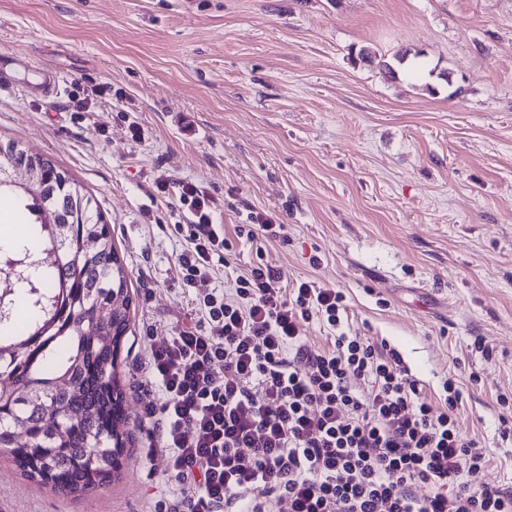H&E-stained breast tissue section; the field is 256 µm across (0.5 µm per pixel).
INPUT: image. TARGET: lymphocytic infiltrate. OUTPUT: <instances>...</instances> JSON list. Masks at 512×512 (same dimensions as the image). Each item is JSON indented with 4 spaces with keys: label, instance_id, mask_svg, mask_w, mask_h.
Wrapping results in <instances>:
<instances>
[{
    "label": "lymphocytic infiltrate",
    "instance_id": "obj_1",
    "mask_svg": "<svg viewBox=\"0 0 512 512\" xmlns=\"http://www.w3.org/2000/svg\"><path fill=\"white\" fill-rule=\"evenodd\" d=\"M157 187L187 213L174 271L207 323L154 341L142 369L186 512H512V489L483 483L488 459L458 431L453 381L433 409L397 352L340 331L342 292L282 286L264 252L232 294L207 288L228 248L216 201L190 181ZM313 319L336 330L321 349L302 339Z\"/></svg>",
    "mask_w": 512,
    "mask_h": 512
}]
</instances>
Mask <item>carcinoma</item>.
I'll use <instances>...</instances> for the list:
<instances>
[{
    "instance_id": "obj_1",
    "label": "carcinoma",
    "mask_w": 512,
    "mask_h": 512,
    "mask_svg": "<svg viewBox=\"0 0 512 512\" xmlns=\"http://www.w3.org/2000/svg\"><path fill=\"white\" fill-rule=\"evenodd\" d=\"M41 167L68 223L50 230L45 198L33 195L25 209L38 223L26 242L0 247V272L28 258L0 310V452L27 478L76 494L118 476L114 457L129 440L117 367L131 298L92 197L52 161Z\"/></svg>"
}]
</instances>
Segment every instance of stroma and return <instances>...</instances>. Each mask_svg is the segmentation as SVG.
<instances>
[{
  "instance_id": "35a3bbf8",
  "label": "stroma",
  "mask_w": 512,
  "mask_h": 512,
  "mask_svg": "<svg viewBox=\"0 0 512 512\" xmlns=\"http://www.w3.org/2000/svg\"><path fill=\"white\" fill-rule=\"evenodd\" d=\"M401 50L425 73L390 76ZM2 53L20 61L0 67V140L84 186L128 273L131 440L117 479L80 495L0 454V512L173 504L138 369L151 339L205 321L175 278L188 232L162 174L218 203L231 248L210 287L231 291L256 259L237 226L272 215L283 282L341 291V331L397 351L431 402L453 380L485 482L512 487V0H0ZM42 71L62 74L59 98L32 92Z\"/></svg>"
}]
</instances>
